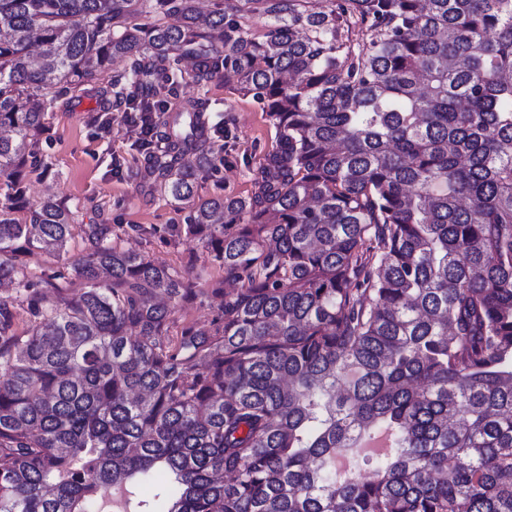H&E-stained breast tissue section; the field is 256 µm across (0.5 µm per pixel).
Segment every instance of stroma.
I'll return each instance as SVG.
<instances>
[{"label": "stroma", "mask_w": 512, "mask_h": 512, "mask_svg": "<svg viewBox=\"0 0 512 512\" xmlns=\"http://www.w3.org/2000/svg\"><path fill=\"white\" fill-rule=\"evenodd\" d=\"M130 63L113 62L98 73L92 92L48 94L44 100L47 129L39 151L49 171L26 177L27 195L36 200L52 194L67 203L80 224L118 227L141 224L156 228L154 237L127 236L125 248L185 273L199 292L182 304L178 320L209 325L218 312L220 297L209 294L211 283L224 277L202 245L185 236L170 237L168 228L184 224L193 204L175 201L158 185L143 181L148 161L139 147L136 130L124 121L123 108L113 106L109 93L113 79L124 75ZM195 67H185L166 94L168 111L201 97L207 102L203 120L212 129L211 161L195 170L196 197H249L257 189L261 166L276 131L252 97L216 76L197 80Z\"/></svg>", "instance_id": "stroma-1"}]
</instances>
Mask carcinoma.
Here are the masks:
<instances>
[{
  "mask_svg": "<svg viewBox=\"0 0 512 512\" xmlns=\"http://www.w3.org/2000/svg\"><path fill=\"white\" fill-rule=\"evenodd\" d=\"M195 2L0 0V512H100L118 487L132 512H512V0H245L260 36ZM114 57L151 124L204 58L276 129L253 196L175 229L240 283L207 327H176L193 284L103 224L50 274L21 260L75 228L25 195L43 99ZM206 108L141 144L176 201ZM140 477L163 508L132 501Z\"/></svg>",
  "mask_w": 512,
  "mask_h": 512,
  "instance_id": "1",
  "label": "carcinoma"
}]
</instances>
